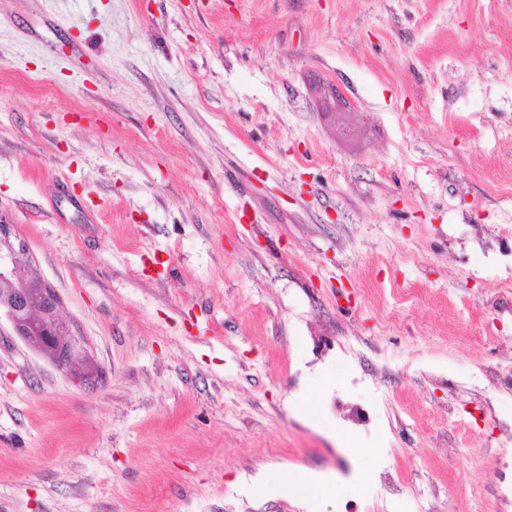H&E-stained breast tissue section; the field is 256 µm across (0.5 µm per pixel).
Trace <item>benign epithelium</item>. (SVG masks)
Wrapping results in <instances>:
<instances>
[{"label":"benign epithelium","instance_id":"1","mask_svg":"<svg viewBox=\"0 0 512 512\" xmlns=\"http://www.w3.org/2000/svg\"><path fill=\"white\" fill-rule=\"evenodd\" d=\"M11 237L10 225L0 224V317L27 346L80 384L96 387L101 372L89 362L81 340L61 315L60 296L45 280L19 275L17 257L25 246Z\"/></svg>","mask_w":512,"mask_h":512}]
</instances>
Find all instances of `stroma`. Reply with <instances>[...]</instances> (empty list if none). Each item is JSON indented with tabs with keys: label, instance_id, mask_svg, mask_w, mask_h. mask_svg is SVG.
<instances>
[{
	"label": "stroma",
	"instance_id": "obj_1",
	"mask_svg": "<svg viewBox=\"0 0 512 512\" xmlns=\"http://www.w3.org/2000/svg\"><path fill=\"white\" fill-rule=\"evenodd\" d=\"M0 222L105 374L0 323V512H486L512 0H0ZM382 500L390 499L401 493V476L393 471L391 465H383L379 474Z\"/></svg>",
	"mask_w": 512,
	"mask_h": 512
}]
</instances>
